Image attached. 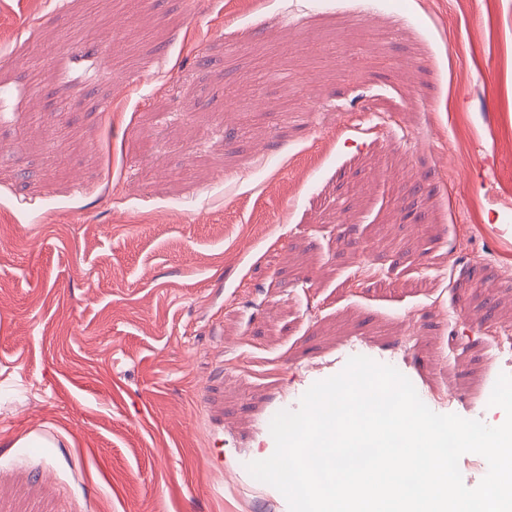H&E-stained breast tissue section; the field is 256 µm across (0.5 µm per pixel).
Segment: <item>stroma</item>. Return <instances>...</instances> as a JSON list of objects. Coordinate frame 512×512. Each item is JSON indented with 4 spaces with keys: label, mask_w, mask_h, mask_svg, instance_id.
I'll use <instances>...</instances> for the list:
<instances>
[{
    "label": "stroma",
    "mask_w": 512,
    "mask_h": 512,
    "mask_svg": "<svg viewBox=\"0 0 512 512\" xmlns=\"http://www.w3.org/2000/svg\"><path fill=\"white\" fill-rule=\"evenodd\" d=\"M511 199L512 0H0V512H289L354 356L502 424Z\"/></svg>",
    "instance_id": "1"
}]
</instances>
